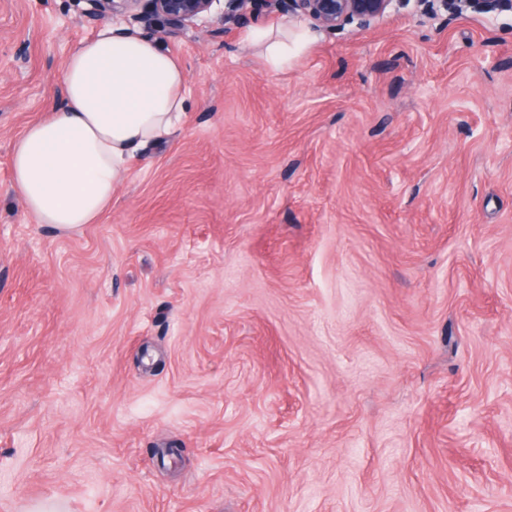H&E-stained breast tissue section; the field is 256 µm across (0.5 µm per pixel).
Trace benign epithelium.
Masks as SVG:
<instances>
[{"label": "benign epithelium", "instance_id": "7a95c632", "mask_svg": "<svg viewBox=\"0 0 512 512\" xmlns=\"http://www.w3.org/2000/svg\"><path fill=\"white\" fill-rule=\"evenodd\" d=\"M402 0H76L80 16L89 23L104 19L151 29L159 21L161 37H172L189 27L205 28L216 7L221 18L241 22L261 10L312 20L334 32L353 23L368 26L384 17Z\"/></svg>", "mask_w": 512, "mask_h": 512}]
</instances>
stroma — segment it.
Returning <instances> with one entry per match:
<instances>
[{
  "mask_svg": "<svg viewBox=\"0 0 512 512\" xmlns=\"http://www.w3.org/2000/svg\"><path fill=\"white\" fill-rule=\"evenodd\" d=\"M100 29L0 0V512H512V7L188 29L180 127L64 233L10 152ZM248 39L260 46L267 59L274 64L288 62V35L282 40L272 41L268 32L249 33Z\"/></svg>",
  "mask_w": 512,
  "mask_h": 512,
  "instance_id": "obj_1",
  "label": "stroma"
}]
</instances>
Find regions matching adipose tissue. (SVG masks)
I'll list each match as a JSON object with an SVG mask.
<instances>
[{
    "label": "adipose tissue",
    "instance_id": "adipose-tissue-1",
    "mask_svg": "<svg viewBox=\"0 0 512 512\" xmlns=\"http://www.w3.org/2000/svg\"><path fill=\"white\" fill-rule=\"evenodd\" d=\"M64 107L14 141L13 182L39 224H93L135 152L181 123L187 76L174 57L138 34L104 30L85 39L63 70Z\"/></svg>",
    "mask_w": 512,
    "mask_h": 512
}]
</instances>
